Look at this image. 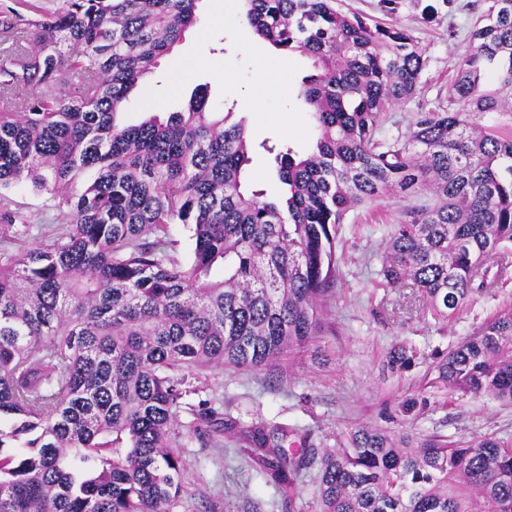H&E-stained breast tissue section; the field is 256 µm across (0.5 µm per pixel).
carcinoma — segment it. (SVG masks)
Masks as SVG:
<instances>
[{
  "instance_id": "obj_1",
  "label": "carcinoma",
  "mask_w": 512,
  "mask_h": 512,
  "mask_svg": "<svg viewBox=\"0 0 512 512\" xmlns=\"http://www.w3.org/2000/svg\"><path fill=\"white\" fill-rule=\"evenodd\" d=\"M198 2L0 4V193L29 182L58 210L33 246L32 226L0 210V512H174L180 415L198 438L217 416L189 402L200 372L267 368L323 335L336 228L362 204L411 201L380 274L416 288L435 316L498 283L512 135L469 117L512 106V0L467 4L474 23L448 95L397 136L383 119L417 94L427 64L410 32L336 0H239L255 36L313 68L295 96L315 145L276 155L285 190L271 198L244 186V118L211 111L205 91L165 119L118 121ZM172 224L191 226L187 264L171 254ZM437 371L457 392L512 404V312ZM268 440L253 431L251 452L278 480L313 463L315 449ZM318 493L320 512H512V447H413L360 426L322 458Z\"/></svg>"
}]
</instances>
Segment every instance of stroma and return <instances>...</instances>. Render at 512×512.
Returning a JSON list of instances; mask_svg holds the SVG:
<instances>
[{"label": "stroma", "instance_id": "stroma-1", "mask_svg": "<svg viewBox=\"0 0 512 512\" xmlns=\"http://www.w3.org/2000/svg\"><path fill=\"white\" fill-rule=\"evenodd\" d=\"M197 15V24L131 94L122 121L137 124L151 112L164 117L186 111L199 87L216 112L262 95L259 110L246 118L252 143L246 186L277 195L275 152L303 153L315 139L309 114L277 86H298L311 62L256 39L240 21L235 0H199ZM394 17L425 49L428 64L418 93L388 112L383 128L390 135L407 131L421 103L447 95L471 24L466 10L447 9L441 0H399ZM258 53L273 77L265 88L258 85ZM405 205L404 198L391 194L351 210L339 226L336 281L323 313L326 336L271 369L227 364L203 373L199 397L211 402L224 429L190 440L183 449L187 479L177 512H319L317 467L289 486L267 483L244 439L254 427L295 428L307 447L321 452L358 426L416 441L474 442L489 436L512 443L511 405L450 391L437 382L435 371L443 356L487 320L512 310V277L473 295L458 314L435 319L415 289L387 286L379 274L386 239ZM396 345L407 347L408 369H391L389 354ZM408 400L414 408L407 414Z\"/></svg>", "mask_w": 512, "mask_h": 512}]
</instances>
